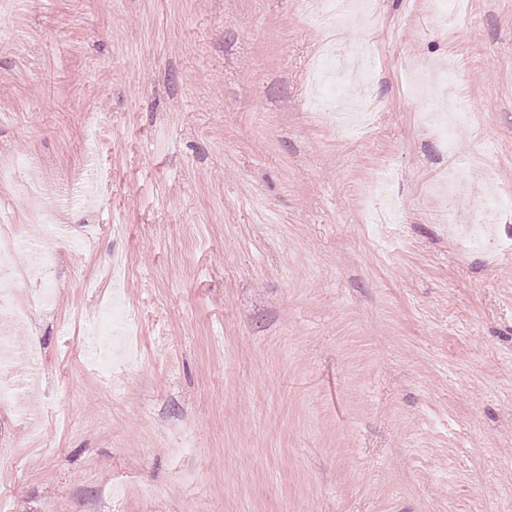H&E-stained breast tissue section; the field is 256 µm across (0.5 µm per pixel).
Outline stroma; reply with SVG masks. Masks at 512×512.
I'll return each instance as SVG.
<instances>
[{
	"label": "stroma",
	"instance_id": "obj_1",
	"mask_svg": "<svg viewBox=\"0 0 512 512\" xmlns=\"http://www.w3.org/2000/svg\"><path fill=\"white\" fill-rule=\"evenodd\" d=\"M314 0H0V166L75 180L0 185V228L59 212L90 248L21 249L51 307L27 313L44 361L0 405V512H512V214L461 253L433 191L473 150L476 190L512 197V0H373L324 28ZM374 59L372 117L344 131L307 104L328 39ZM412 64L451 66L428 101ZM467 100L454 153L424 119ZM389 174L399 210L365 199ZM131 256L134 272L109 268ZM134 303L103 384L92 320Z\"/></svg>",
	"mask_w": 512,
	"mask_h": 512
}]
</instances>
